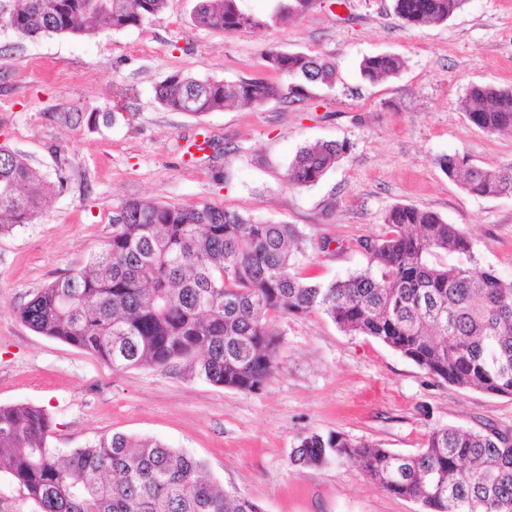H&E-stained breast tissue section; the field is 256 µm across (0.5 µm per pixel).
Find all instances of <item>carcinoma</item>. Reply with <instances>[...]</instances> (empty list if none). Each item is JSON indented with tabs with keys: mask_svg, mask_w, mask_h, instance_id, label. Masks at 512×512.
<instances>
[{
	"mask_svg": "<svg viewBox=\"0 0 512 512\" xmlns=\"http://www.w3.org/2000/svg\"><path fill=\"white\" fill-rule=\"evenodd\" d=\"M465 0H395L410 25L445 21ZM5 22L30 37L85 35L100 20L115 31L138 28L167 0H0ZM315 0H276L271 18L299 16ZM193 23L234 32L265 24L239 0H198ZM277 82L200 80L175 74L156 85L165 109L204 115L228 101L259 106L302 100L310 85L336 84V66L304 52L270 50ZM394 54L367 56L362 76L401 71ZM461 110L486 133L512 131V89L470 86ZM346 145L301 148L288 166L297 187L319 182ZM448 178L479 196L512 194L503 172L448 156ZM50 189L39 170L0 146V234L27 224ZM385 236L365 240L363 272L327 284L295 272L302 234L211 204H123L112 236L88 263L33 293L17 315L34 332L87 351L115 369L184 362L208 383L256 393L278 368L275 319L320 312L342 331L374 338L436 380L512 397V278L476 271L473 244L456 224L411 205L391 207ZM442 253L456 256L448 266ZM53 421L43 408L0 406V475L33 512H262L251 499L203 475L194 457L150 438L102 436L61 458L51 447ZM354 462L384 492L416 501L421 512H512V433L485 423L442 427L413 454L339 433H311L291 462Z\"/></svg>",
	"mask_w": 512,
	"mask_h": 512,
	"instance_id": "1",
	"label": "carcinoma"
}]
</instances>
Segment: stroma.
Wrapping results in <instances>:
<instances>
[{
  "instance_id": "35a3bbf8",
  "label": "stroma",
  "mask_w": 512,
  "mask_h": 512,
  "mask_svg": "<svg viewBox=\"0 0 512 512\" xmlns=\"http://www.w3.org/2000/svg\"><path fill=\"white\" fill-rule=\"evenodd\" d=\"M194 6L168 0L142 27L100 25L84 36L31 38L0 25V145L54 186L31 223L0 234V406L46 409L51 445L64 454L115 433L161 440L262 512H420L354 464L295 465L291 452L311 433L412 454L437 427L490 421L512 431V397L439 382L318 312L277 319L279 368L246 393L184 364L112 369L35 333L16 309L83 267L131 199L208 203L296 225L306 240L297 273L317 283L366 270L360 241L385 235L391 207L413 205L460 226L478 269L512 278V195L467 193L438 165L457 155L512 169V134H487L460 109L470 85L512 89V0H465L448 20L418 26L397 16L394 0H317L277 22L274 0H241L268 24L236 32L195 27ZM270 49L324 57L336 66L335 85L309 87L300 102L231 103L201 117L154 98L176 73L277 80ZM382 53L400 56L402 70L365 80L362 59ZM336 141L347 150L317 184L288 183L301 147Z\"/></svg>"
}]
</instances>
